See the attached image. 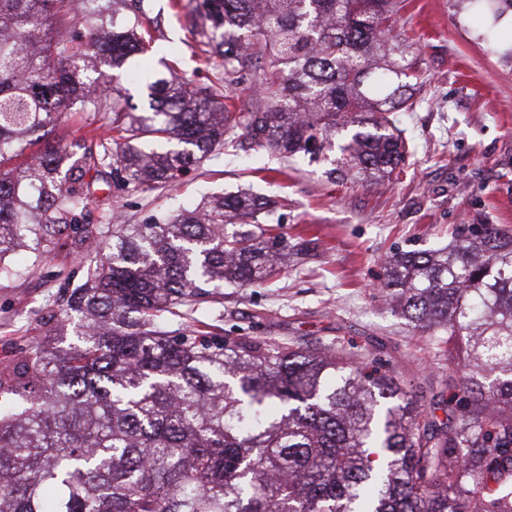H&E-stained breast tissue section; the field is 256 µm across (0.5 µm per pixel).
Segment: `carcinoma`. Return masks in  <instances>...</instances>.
<instances>
[{"instance_id": "cac0c4a2", "label": "carcinoma", "mask_w": 512, "mask_h": 512, "mask_svg": "<svg viewBox=\"0 0 512 512\" xmlns=\"http://www.w3.org/2000/svg\"><path fill=\"white\" fill-rule=\"evenodd\" d=\"M493 45L512 0H460ZM0 0V281L60 241L101 256L55 302L65 347L42 341L0 367V512H512V233L465 224L449 249L398 251L381 293L448 361V421L417 404L373 353L304 350L258 336H171L196 298L262 285L288 237L246 191L127 224L95 223L90 173L116 191L174 186L238 130L311 162L357 126L334 182L391 176L406 154L396 112L427 80L391 35L402 0H199L216 80L175 65L142 80L151 114L102 68L154 41L143 0ZM256 93L239 102L232 87ZM109 111L76 154L41 142L66 113Z\"/></svg>"}]
</instances>
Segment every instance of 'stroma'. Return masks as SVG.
I'll return each instance as SVG.
<instances>
[{"mask_svg": "<svg viewBox=\"0 0 512 512\" xmlns=\"http://www.w3.org/2000/svg\"><path fill=\"white\" fill-rule=\"evenodd\" d=\"M144 5L158 36L147 65L167 59L194 84L213 79L216 62L193 33L192 16L170 0ZM395 28L416 44L428 83L414 111L398 115L407 153L392 178L334 183L324 175L327 162L289 166L240 135L235 156L204 161L175 189L112 194L94 177L92 209L140 224L157 211L194 205L205 192L248 188L274 202L289 244H307L308 254L291 257L263 287L224 286L192 318L172 319L169 331L370 351L395 365L442 420L450 394L436 349L382 301L380 261L395 251L448 246L463 224L512 231V58L486 50L457 0H404ZM89 263L88 254L63 245L27 276L0 282V361L48 335L64 275Z\"/></svg>", "mask_w": 512, "mask_h": 512, "instance_id": "1", "label": "stroma"}]
</instances>
